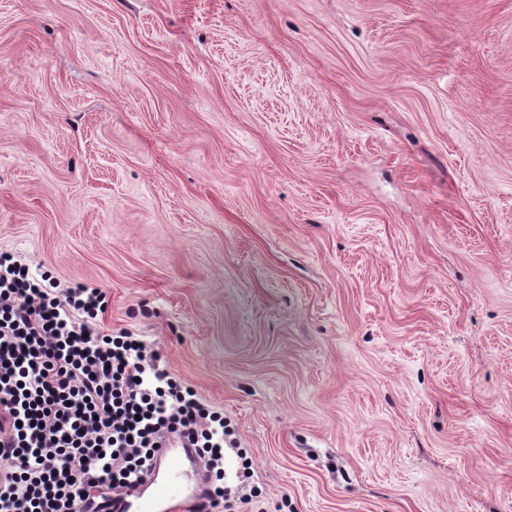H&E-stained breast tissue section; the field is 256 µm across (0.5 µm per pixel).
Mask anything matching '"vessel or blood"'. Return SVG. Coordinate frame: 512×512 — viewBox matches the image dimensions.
Masks as SVG:
<instances>
[{"label": "vessel or blood", "instance_id": "b4317fda", "mask_svg": "<svg viewBox=\"0 0 512 512\" xmlns=\"http://www.w3.org/2000/svg\"><path fill=\"white\" fill-rule=\"evenodd\" d=\"M203 466L186 439L168 436L135 489L111 494L100 512H207Z\"/></svg>", "mask_w": 512, "mask_h": 512}]
</instances>
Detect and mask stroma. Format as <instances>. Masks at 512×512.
I'll return each instance as SVG.
<instances>
[{
	"label": "stroma",
	"instance_id": "stroma-1",
	"mask_svg": "<svg viewBox=\"0 0 512 512\" xmlns=\"http://www.w3.org/2000/svg\"><path fill=\"white\" fill-rule=\"evenodd\" d=\"M223 410L231 512H512V0H0V254Z\"/></svg>",
	"mask_w": 512,
	"mask_h": 512
}]
</instances>
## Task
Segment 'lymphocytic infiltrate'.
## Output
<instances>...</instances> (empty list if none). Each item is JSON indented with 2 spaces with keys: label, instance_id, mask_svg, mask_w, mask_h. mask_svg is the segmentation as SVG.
Masks as SVG:
<instances>
[{
  "label": "lymphocytic infiltrate",
  "instance_id": "1",
  "mask_svg": "<svg viewBox=\"0 0 512 512\" xmlns=\"http://www.w3.org/2000/svg\"><path fill=\"white\" fill-rule=\"evenodd\" d=\"M106 310L102 289L0 256V512H78L132 487L167 433L197 449L221 512L223 415L152 345L105 329Z\"/></svg>",
  "mask_w": 512,
  "mask_h": 512
}]
</instances>
